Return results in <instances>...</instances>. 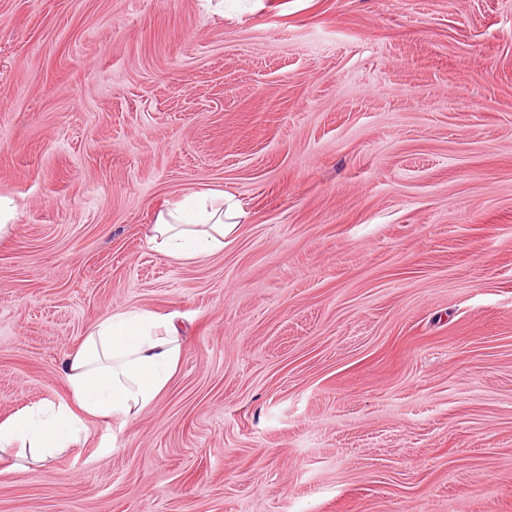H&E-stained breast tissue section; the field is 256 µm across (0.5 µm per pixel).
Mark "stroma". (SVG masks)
Returning a JSON list of instances; mask_svg holds the SVG:
<instances>
[{"mask_svg": "<svg viewBox=\"0 0 512 512\" xmlns=\"http://www.w3.org/2000/svg\"><path fill=\"white\" fill-rule=\"evenodd\" d=\"M210 188L224 250H152ZM0 196V421L113 311L185 333L0 512H512V0H0ZM248 216L241 201L223 190L189 191L159 205L148 244L174 260H204L223 251L224 239Z\"/></svg>", "mask_w": 512, "mask_h": 512, "instance_id": "obj_1", "label": "stroma"}]
</instances>
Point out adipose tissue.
Instances as JSON below:
<instances>
[{"mask_svg":"<svg viewBox=\"0 0 512 512\" xmlns=\"http://www.w3.org/2000/svg\"><path fill=\"white\" fill-rule=\"evenodd\" d=\"M247 219L244 205L227 192L190 191L159 205L147 240L166 257L199 261L223 251ZM182 350L178 313L112 312L63 363L74 406H59L48 418L25 409L0 421V450L27 449L43 463L76 440L86 419L125 418L153 405L177 373Z\"/></svg>","mask_w":512,"mask_h":512,"instance_id":"adipose-tissue-1","label":"adipose tissue"}]
</instances>
